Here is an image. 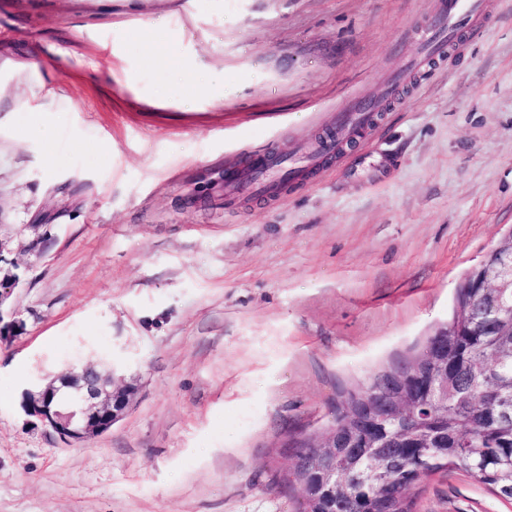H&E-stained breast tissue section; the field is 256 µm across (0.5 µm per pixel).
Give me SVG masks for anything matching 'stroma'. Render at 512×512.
<instances>
[{
  "instance_id": "stroma-1",
  "label": "stroma",
  "mask_w": 512,
  "mask_h": 512,
  "mask_svg": "<svg viewBox=\"0 0 512 512\" xmlns=\"http://www.w3.org/2000/svg\"><path fill=\"white\" fill-rule=\"evenodd\" d=\"M442 3L0 0L25 324L0 347V512H294L290 441L419 350L512 232V0L428 60L414 28ZM213 68L223 97L182 107ZM36 113L50 145L23 138ZM77 364L138 388L83 445L22 407ZM415 493L512 512L456 471Z\"/></svg>"
}]
</instances>
